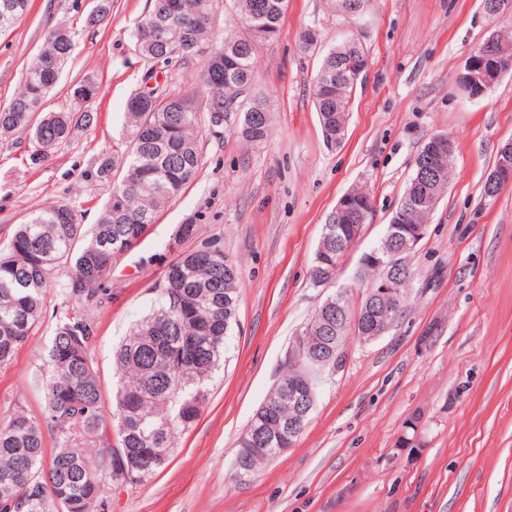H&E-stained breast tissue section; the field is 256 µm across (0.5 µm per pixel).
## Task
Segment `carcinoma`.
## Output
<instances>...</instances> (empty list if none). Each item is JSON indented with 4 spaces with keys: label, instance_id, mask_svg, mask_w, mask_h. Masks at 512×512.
<instances>
[{
    "label": "carcinoma",
    "instance_id": "obj_1",
    "mask_svg": "<svg viewBox=\"0 0 512 512\" xmlns=\"http://www.w3.org/2000/svg\"><path fill=\"white\" fill-rule=\"evenodd\" d=\"M32 0H0V35L26 16ZM288 0H235L232 30L218 41L212 26H193L172 13L214 16L216 0H150L138 22L134 48L146 63L205 61L198 87L183 94L156 86L130 98L126 112V148L99 153L96 175L104 182L118 177L98 222L80 223L76 211L48 204L16 225L0 254V365L11 360L38 323L54 272L65 269L72 313L58 323L50 341L49 373L41 419L21 413L0 427V512H44L46 500L61 512H93L102 480L117 482L119 472L133 474L123 485H138L162 468L172 452L175 432L192 427L200 416L214 374L224 362L228 338L237 324L239 270L216 244L185 252L167 267L156 284L155 305L122 341L115 353L119 380L112 390L114 441L105 436V405L98 372L90 357L94 325L88 311L107 296L102 288L116 258L131 250L156 215L176 199L200 170V134L209 130L210 110L222 106L223 128H236L248 143L268 135L271 111L253 93L254 60L260 47L279 34ZM112 12V0L94 16L51 28L39 54L22 72L20 87L0 106V139L22 131L30 142L28 161L43 162L74 133L97 124L90 107L99 93L94 77L85 76L58 111L47 109L58 82L52 65L63 72L82 34L101 27ZM158 24L151 38L142 26ZM501 64L512 67V42L498 36ZM364 49L351 37L330 47L312 82L321 130L330 145L343 140L357 82L354 68ZM422 153L398 203L402 223L426 224L434 212L431 199L445 192L452 161L443 159L441 180L417 177ZM343 232L328 214L314 255L310 286L329 288L336 281L347 248L336 245ZM331 366L305 361L297 377L310 381L313 394ZM288 423V403L260 406L238 442L240 471L255 475L276 457L272 448H288L279 431ZM56 448L45 453V431ZM90 441L100 470L86 461Z\"/></svg>",
    "mask_w": 512,
    "mask_h": 512
}]
</instances>
